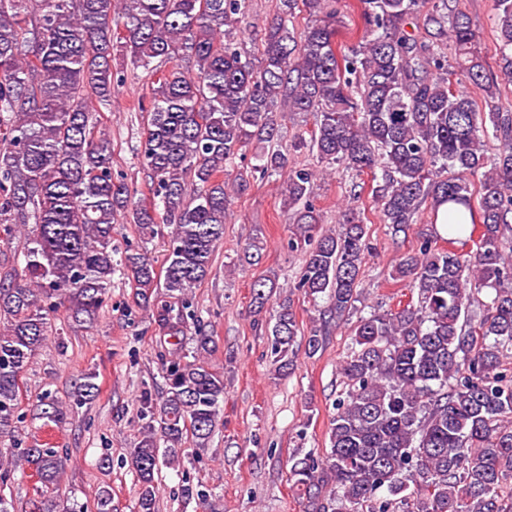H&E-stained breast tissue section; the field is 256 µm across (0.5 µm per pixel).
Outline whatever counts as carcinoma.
<instances>
[{
    "label": "carcinoma",
    "mask_w": 512,
    "mask_h": 512,
    "mask_svg": "<svg viewBox=\"0 0 512 512\" xmlns=\"http://www.w3.org/2000/svg\"><path fill=\"white\" fill-rule=\"evenodd\" d=\"M326 0H276L260 61L242 57L231 37L247 0H0V230L33 225L24 281L0 278V436L19 419L20 377L65 303L75 319L91 317L109 297L112 275L133 285L150 306L165 289L156 320L173 349L160 356L166 395H142L141 439L130 452L138 481L136 512H157L155 475L179 462L187 436L205 449L224 410V377L206 362L211 337L198 333L192 359L182 350L187 323L198 324L193 288L210 274L224 240L228 188L249 178H283L294 209L290 247L305 250L297 288L325 294L323 322L350 314L365 263L368 230L360 183L352 182L342 230L320 232L310 204L319 172L291 166L279 148V112H315L310 141L317 162L372 174V201L392 237L407 234L423 205H448V247L424 237L390 276L409 283L408 300L361 316L340 365L329 451L297 452L290 479L308 512H512V115L479 110L448 69L496 98L479 35L448 0H359L365 28L341 50L338 17ZM318 17L302 32L288 28L299 9ZM501 73L512 78V0H497ZM424 14L423 32L406 29ZM120 14L122 29L112 27ZM157 74L140 156L148 190L161 209L133 201L125 177L112 172L111 143L97 134L89 106H112V59ZM196 71L183 70L182 60ZM502 146L488 155L486 138ZM267 144L258 164L231 183L224 172L251 142ZM479 178L473 190L471 178ZM122 216L141 232L172 226L158 285L154 260L128 250L112 255V225ZM471 241L473 252L455 244ZM275 284H251L252 305L265 308ZM493 290L490 301L477 298ZM306 354L323 348L325 329L300 328L291 300L268 328L275 371L291 370L297 337ZM83 377L78 403L95 396ZM40 415L63 423L68 408L46 392ZM40 486L29 512H84L60 507L55 492L64 451L34 444L0 454V483L17 463Z\"/></svg>",
    "instance_id": "1"
}]
</instances>
